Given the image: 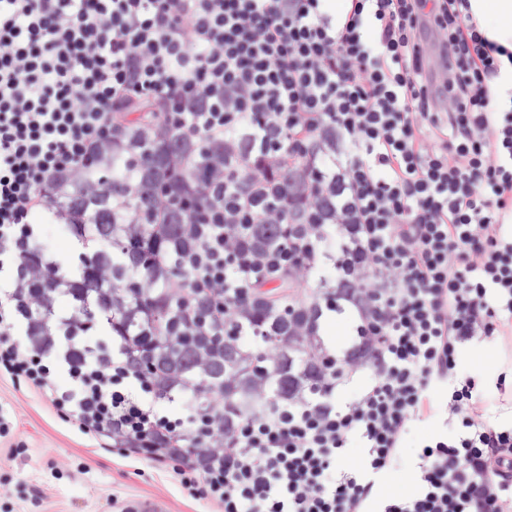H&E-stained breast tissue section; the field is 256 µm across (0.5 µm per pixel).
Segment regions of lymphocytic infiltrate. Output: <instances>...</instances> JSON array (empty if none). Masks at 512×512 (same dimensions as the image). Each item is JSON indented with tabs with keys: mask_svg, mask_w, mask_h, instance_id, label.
I'll return each instance as SVG.
<instances>
[{
	"mask_svg": "<svg viewBox=\"0 0 512 512\" xmlns=\"http://www.w3.org/2000/svg\"><path fill=\"white\" fill-rule=\"evenodd\" d=\"M158 131L210 158L189 211L160 183L112 195V253L141 251L187 328L249 338L229 402L138 369L112 333L136 306L54 195L106 193ZM487 341L512 346V50L469 0H0V379L92 447L216 512H512V382L461 362ZM443 432L439 421L426 422L415 427L404 448V460L384 477L383 488L393 494H403L412 485L415 475L411 466L412 456L419 450L420 444L427 439L436 437Z\"/></svg>",
	"mask_w": 512,
	"mask_h": 512,
	"instance_id": "1",
	"label": "lymphocytic infiltrate"
}]
</instances>
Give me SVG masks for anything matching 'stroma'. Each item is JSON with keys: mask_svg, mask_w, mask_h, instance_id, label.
I'll use <instances>...</instances> for the list:
<instances>
[{"mask_svg": "<svg viewBox=\"0 0 512 512\" xmlns=\"http://www.w3.org/2000/svg\"><path fill=\"white\" fill-rule=\"evenodd\" d=\"M0 410L16 421L0 440V512H114L115 501L156 498L167 512H206L167 476L136 466L120 449L95 451L59 423L32 395L0 380ZM440 422H426L410 433L404 460L384 477L383 487L405 493L415 475L411 458L420 444L442 433Z\"/></svg>", "mask_w": 512, "mask_h": 512, "instance_id": "1", "label": "stroma"}]
</instances>
